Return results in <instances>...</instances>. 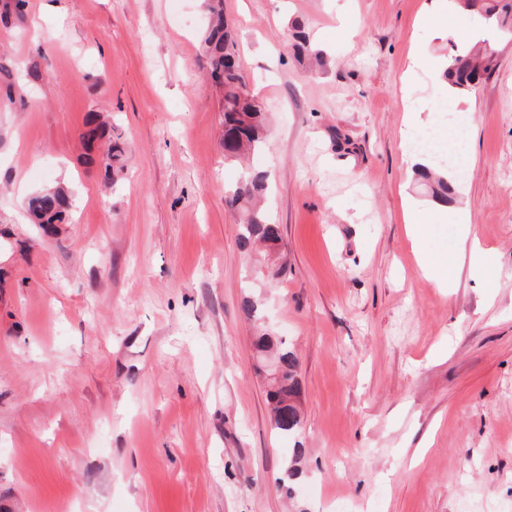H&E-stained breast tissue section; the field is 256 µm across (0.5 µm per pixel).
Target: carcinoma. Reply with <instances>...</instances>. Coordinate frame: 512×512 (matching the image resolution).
I'll return each instance as SVG.
<instances>
[{
	"mask_svg": "<svg viewBox=\"0 0 512 512\" xmlns=\"http://www.w3.org/2000/svg\"><path fill=\"white\" fill-rule=\"evenodd\" d=\"M500 0H464L468 8L479 7L488 15L509 9ZM207 25L200 39V54L206 59L214 82L223 90L224 159L233 162L249 155L264 143L265 113L262 104L247 89L244 82L230 25L224 18V0H204ZM293 49L298 63L313 58L324 62L322 53L313 49L303 28L295 27ZM493 54L480 49L452 57L446 65L444 78L459 91L473 89L479 81L494 70ZM87 137L91 141L108 143L104 165L107 182L123 169L124 145L122 137L114 133L112 125L91 113L87 121ZM420 176L431 182V197L448 201L451 184L448 174L436 168L422 169ZM269 188L268 175L263 171L251 173L225 197V203L244 213L239 225V247L249 253L261 243H280L278 226L271 216L257 206ZM71 208V196L63 188H52L31 194L26 201L29 223L46 231L63 224ZM246 319L258 322L262 311L250 295L241 301ZM256 349L272 353L278 378L271 379L266 393L272 429L279 436L295 435L301 427L299 411L295 405L300 396L299 359L288 344L274 336L262 334L256 338Z\"/></svg>",
	"mask_w": 512,
	"mask_h": 512,
	"instance_id": "obj_1",
	"label": "carcinoma"
}]
</instances>
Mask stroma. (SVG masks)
<instances>
[{"mask_svg":"<svg viewBox=\"0 0 512 512\" xmlns=\"http://www.w3.org/2000/svg\"><path fill=\"white\" fill-rule=\"evenodd\" d=\"M0 0V512H512V17L442 0H224L267 106L266 206L287 276L255 275L224 202L222 93L203 0ZM301 21L326 64L288 49ZM496 67L449 94L464 25ZM471 111L436 222L411 113ZM125 143L114 189L85 116ZM61 186L49 234L25 202ZM429 225L420 244L409 210ZM488 252L461 254V234ZM447 270L437 287L423 260ZM300 359L302 428L276 436L244 295ZM299 475L283 486V463Z\"/></svg>","mask_w":512,"mask_h":512,"instance_id":"1","label":"stroma"}]
</instances>
